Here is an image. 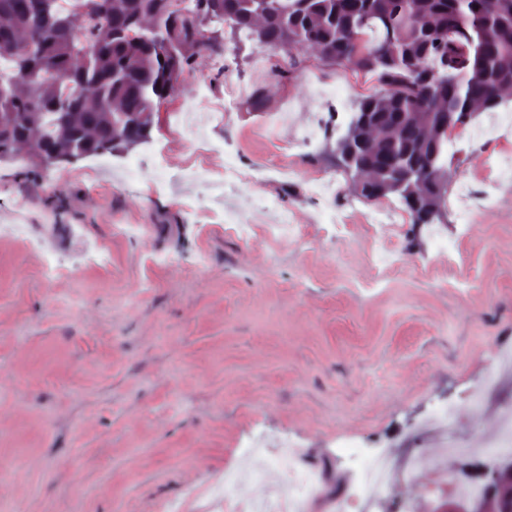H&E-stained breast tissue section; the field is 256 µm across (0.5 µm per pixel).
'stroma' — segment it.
Masks as SVG:
<instances>
[{"mask_svg": "<svg viewBox=\"0 0 512 512\" xmlns=\"http://www.w3.org/2000/svg\"><path fill=\"white\" fill-rule=\"evenodd\" d=\"M224 41L227 69L195 58L159 113L163 178L141 146L45 177L0 163V512H198L258 439L299 444L326 490L309 512H328L351 480L342 440L393 443L402 472L435 451L404 440L435 403H458L460 437L512 404V376L467 401L512 343V94L490 136L479 110L448 138L439 254L409 215L370 224L387 198L360 197L326 148L382 93L375 74ZM203 83L198 109L224 116L196 142L170 116ZM285 217L298 235L269 232ZM423 481L376 512L447 502Z\"/></svg>", "mask_w": 512, "mask_h": 512, "instance_id": "stroma-1", "label": "stroma"}]
</instances>
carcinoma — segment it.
Returning a JSON list of instances; mask_svg holds the SVG:
<instances>
[{"instance_id":"carcinoma-1","label":"carcinoma","mask_w":512,"mask_h":512,"mask_svg":"<svg viewBox=\"0 0 512 512\" xmlns=\"http://www.w3.org/2000/svg\"><path fill=\"white\" fill-rule=\"evenodd\" d=\"M192 0V7L168 9V0H58L46 15L23 11L18 0H0V58L14 79L0 82V161L18 160L28 150L32 173L49 172L43 158L80 152L89 157L128 151L147 141L157 105L176 88L192 59L226 51L211 25L246 31L262 47L290 54L313 51L330 65H351L377 75L381 96L359 101L369 113L356 128L354 149L361 167L360 195L380 198L387 166L403 158L423 172L400 197L421 227L440 218L447 192L448 112L466 119L476 109L495 110L502 90L512 86V0ZM382 12L391 29L371 23L359 33L366 43L388 45L384 56L349 51L346 38L357 21ZM84 18L81 37L59 18ZM171 22L177 47L164 52L147 40L131 42L123 25L135 21L149 36L159 20ZM211 30L198 39V27ZM121 77L114 79L112 73ZM61 112L54 129L46 116Z\"/></svg>"}]
</instances>
